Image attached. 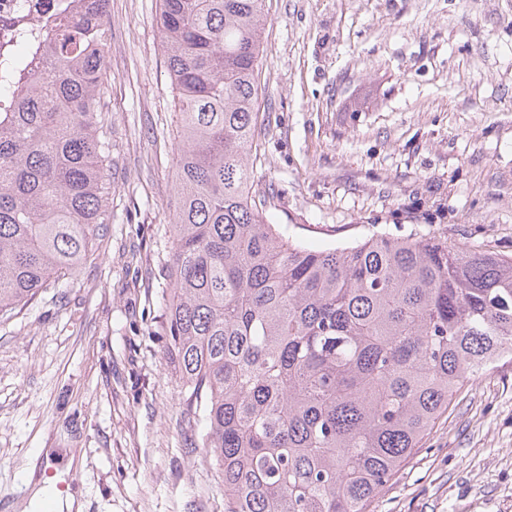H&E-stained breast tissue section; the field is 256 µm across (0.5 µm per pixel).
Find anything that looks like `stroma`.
<instances>
[{
	"label": "stroma",
	"instance_id": "obj_1",
	"mask_svg": "<svg viewBox=\"0 0 512 512\" xmlns=\"http://www.w3.org/2000/svg\"><path fill=\"white\" fill-rule=\"evenodd\" d=\"M110 8L112 222L69 287L0 321V512H27L40 448L83 512H224L166 354L177 118L159 0ZM264 12L254 173L272 223L316 248L386 233L512 258V0ZM369 510L512 512V362L469 383Z\"/></svg>",
	"mask_w": 512,
	"mask_h": 512
}]
</instances>
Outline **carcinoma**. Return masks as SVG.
Wrapping results in <instances>:
<instances>
[{"label":"carcinoma","instance_id":"carcinoma-1","mask_svg":"<svg viewBox=\"0 0 512 512\" xmlns=\"http://www.w3.org/2000/svg\"><path fill=\"white\" fill-rule=\"evenodd\" d=\"M44 23L52 67L0 73V317L112 223L109 0ZM264 0H161L178 111L168 350L224 512H368L488 358L512 361V259L373 235L313 248L254 187Z\"/></svg>","mask_w":512,"mask_h":512}]
</instances>
